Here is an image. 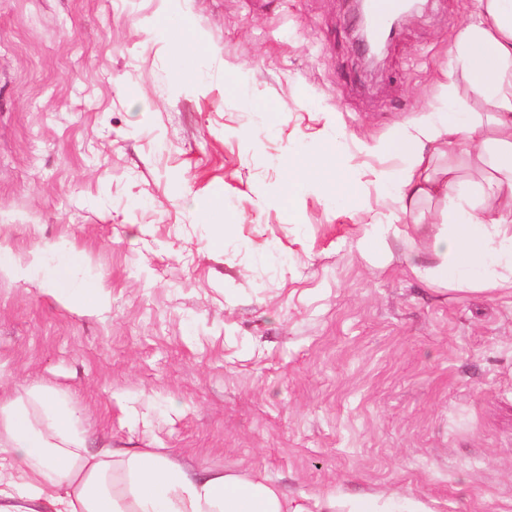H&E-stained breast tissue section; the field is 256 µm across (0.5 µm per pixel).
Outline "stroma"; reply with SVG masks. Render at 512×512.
Listing matches in <instances>:
<instances>
[{"instance_id": "obj_1", "label": "stroma", "mask_w": 512, "mask_h": 512, "mask_svg": "<svg viewBox=\"0 0 512 512\" xmlns=\"http://www.w3.org/2000/svg\"><path fill=\"white\" fill-rule=\"evenodd\" d=\"M471 3L422 0L373 71L352 0H0V247L22 268L0 272V385L64 392L92 447L298 499L512 512V292L417 277L420 239L368 262L345 203L278 196L311 146L370 183L367 145L437 103ZM183 15L207 48L192 85L153 32ZM46 246L107 304L43 292Z\"/></svg>"}]
</instances>
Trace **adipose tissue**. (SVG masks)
I'll list each match as a JSON object with an SVG mask.
<instances>
[{
    "mask_svg": "<svg viewBox=\"0 0 512 512\" xmlns=\"http://www.w3.org/2000/svg\"><path fill=\"white\" fill-rule=\"evenodd\" d=\"M445 105L421 112L374 142L395 160L374 173L367 192L357 171L337 182L354 214L377 198L386 218L364 224L365 257L386 255L389 238L432 224V266L412 272L457 290L512 288V0H473L450 48ZM478 96L481 112L467 99ZM477 180H461V161ZM281 193L298 202L305 189L327 191L304 154L282 160ZM441 198L435 219L423 202ZM79 257L65 252L37 267L43 284L77 307L103 305V284L79 282ZM0 512H396L394 495L325 494L315 506L288 497L261 473L199 471L154 448L91 451L67 401L32 389L0 396Z\"/></svg>",
    "mask_w": 512,
    "mask_h": 512,
    "instance_id": "obj_1",
    "label": "adipose tissue"
}]
</instances>
